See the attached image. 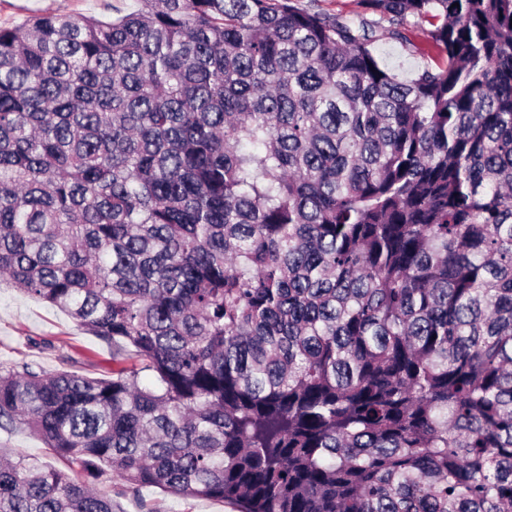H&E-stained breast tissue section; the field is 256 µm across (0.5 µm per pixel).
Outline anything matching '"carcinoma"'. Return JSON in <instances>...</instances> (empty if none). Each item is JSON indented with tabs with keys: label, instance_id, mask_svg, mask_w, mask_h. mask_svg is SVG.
I'll return each mask as SVG.
<instances>
[{
	"label": "carcinoma",
	"instance_id": "1",
	"mask_svg": "<svg viewBox=\"0 0 512 512\" xmlns=\"http://www.w3.org/2000/svg\"><path fill=\"white\" fill-rule=\"evenodd\" d=\"M138 3L0 26V276L113 364L0 369V429L236 512H512V0ZM0 512L114 506L0 448ZM299 7L314 5L315 10L329 15H346L353 12H363L360 0H296ZM408 36L412 45L407 47L387 37H380L374 44L381 63L400 77H409L425 64L435 63L436 53L429 47L421 28H411Z\"/></svg>",
	"mask_w": 512,
	"mask_h": 512
}]
</instances>
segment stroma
Instances as JSON below:
<instances>
[{
    "mask_svg": "<svg viewBox=\"0 0 512 512\" xmlns=\"http://www.w3.org/2000/svg\"><path fill=\"white\" fill-rule=\"evenodd\" d=\"M134 6L135 0H0V26L18 25L31 15L42 13L93 16L109 21ZM409 38L411 43L407 46L387 37L374 45L381 63L402 77L411 76L436 56L421 28H411ZM25 363L48 373L68 370L100 377L112 371V349L67 314L4 282L0 284V367ZM0 447L68 471L74 480L86 478L83 469L53 454L26 429L0 430ZM93 487L111 497L117 512H233L232 505L220 500L182 498L154 487L132 490L119 478L107 474L94 480Z\"/></svg>",
    "mask_w": 512,
    "mask_h": 512,
    "instance_id": "obj_1",
    "label": "stroma"
}]
</instances>
